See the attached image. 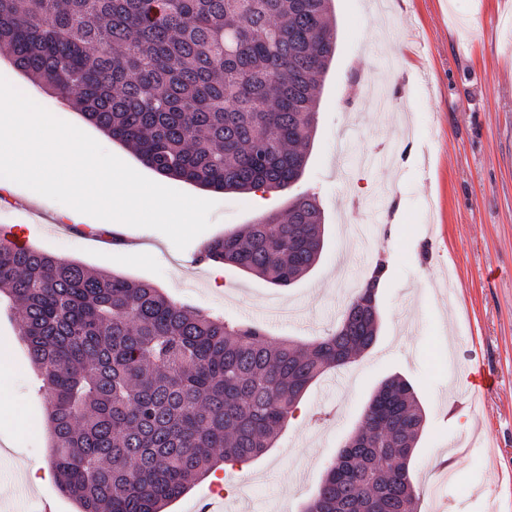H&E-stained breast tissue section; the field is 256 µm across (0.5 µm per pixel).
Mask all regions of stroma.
<instances>
[{"mask_svg": "<svg viewBox=\"0 0 512 512\" xmlns=\"http://www.w3.org/2000/svg\"><path fill=\"white\" fill-rule=\"evenodd\" d=\"M336 53L320 90L308 161L290 188L253 195L203 189L160 177L165 186L217 201L209 229L177 250L162 233L124 224L115 232L146 247L137 260L123 245L57 229L55 201L0 205V229H28L29 244L90 268L154 282L168 297L229 321L259 324L269 342H306L335 330L366 264L385 260L375 344L304 394L262 457L227 471L241 488L224 490V512H304L379 383L411 381L426 412L411 478L423 487L417 512H512V0H331ZM0 75L56 117L74 124L145 177L131 150L110 142L83 115L0 56ZM391 185L400 219L363 225L376 185ZM315 195L324 252L297 283L280 288L225 271L214 288L200 244L253 223L264 209L286 211ZM455 280L464 299L449 304ZM0 308V414L21 406L22 437L0 427V512H77L55 482L31 486L19 459H49L41 382ZM497 372L498 390L477 407L458 401L459 363Z\"/></svg>", "mask_w": 512, "mask_h": 512, "instance_id": "obj_1", "label": "stroma"}]
</instances>
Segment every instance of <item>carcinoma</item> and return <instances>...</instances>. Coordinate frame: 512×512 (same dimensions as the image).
<instances>
[{
    "mask_svg": "<svg viewBox=\"0 0 512 512\" xmlns=\"http://www.w3.org/2000/svg\"><path fill=\"white\" fill-rule=\"evenodd\" d=\"M327 0H0V51L157 174L216 191L285 189L306 165L336 52ZM324 249L315 198L209 240L201 260L289 287ZM379 260L335 332L267 342L146 280L0 239V296L39 371L50 466L80 512H163L217 458L262 456L310 384L373 346ZM426 416L383 380L305 512H415Z\"/></svg>",
    "mask_w": 512,
    "mask_h": 512,
    "instance_id": "obj_1",
    "label": "carcinoma"
}]
</instances>
